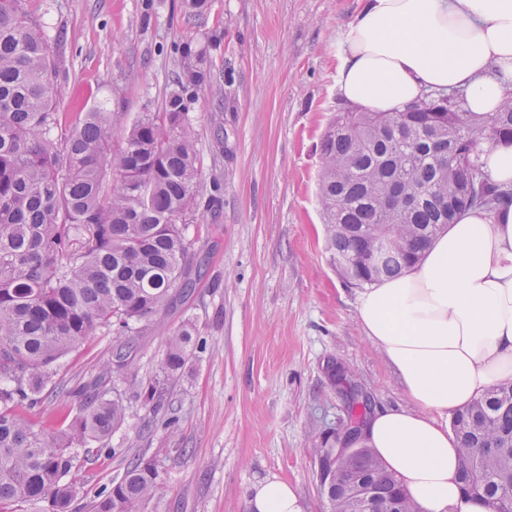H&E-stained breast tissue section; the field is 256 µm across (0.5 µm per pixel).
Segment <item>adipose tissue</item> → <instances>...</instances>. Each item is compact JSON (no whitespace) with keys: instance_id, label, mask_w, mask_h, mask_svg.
Segmentation results:
<instances>
[{"instance_id":"obj_1","label":"adipose tissue","mask_w":512,"mask_h":512,"mask_svg":"<svg viewBox=\"0 0 512 512\" xmlns=\"http://www.w3.org/2000/svg\"><path fill=\"white\" fill-rule=\"evenodd\" d=\"M347 105L393 113L432 91H464L484 115L512 98V0H359L336 52ZM358 320L415 410L380 408L360 439L400 479L417 512H488L460 485L448 417L512 379V202L463 212L422 260L362 292ZM250 512H303L268 479Z\"/></svg>"}]
</instances>
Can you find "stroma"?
<instances>
[{
    "instance_id": "obj_1",
    "label": "stroma",
    "mask_w": 512,
    "mask_h": 512,
    "mask_svg": "<svg viewBox=\"0 0 512 512\" xmlns=\"http://www.w3.org/2000/svg\"><path fill=\"white\" fill-rule=\"evenodd\" d=\"M57 65L56 109L104 106L133 120L159 112L182 71L177 45L207 51V90L190 115L202 186L222 184L202 209L188 285L147 333L131 338L130 372L114 379L127 419L111 453L78 455L71 512L132 459L154 461L161 493L144 512H247L264 479L328 512L316 448H334L348 420L344 370L372 407L413 408L357 318L360 288L340 276L318 203L320 139L343 105L336 45L358 0H24ZM198 343L166 373L168 338L184 322ZM116 336L100 331L64 356L35 428L57 433L78 389L111 359Z\"/></svg>"
}]
</instances>
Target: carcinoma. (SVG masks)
<instances>
[{
  "label": "carcinoma",
  "instance_id": "1",
  "mask_svg": "<svg viewBox=\"0 0 512 512\" xmlns=\"http://www.w3.org/2000/svg\"><path fill=\"white\" fill-rule=\"evenodd\" d=\"M178 90L162 112H142L112 157L121 116L94 108L70 117L55 111L54 61L23 7L0 0V512L49 502L70 512L66 480L75 451L104 448L125 421L110 396L112 368L83 389L68 428L49 434L25 413L52 383L63 356L101 329L139 336L187 278L191 243L184 227L200 205L197 137L190 105L206 88L203 53L188 44ZM512 143V99L482 121L429 94L424 110L395 119L382 112L338 113L320 142L318 202L336 269L371 287L400 277L433 239L472 207L493 209L509 191L491 183L475 141ZM417 188L409 209L387 207L397 190ZM193 326L169 337L166 367L190 355ZM461 480L467 494L494 506L512 497V381L489 388L454 414ZM363 475L379 493L417 512L372 449L324 492L330 512H352L348 483ZM161 491L155 464L137 459L97 497L92 512H142Z\"/></svg>",
  "mask_w": 512,
  "mask_h": 512
}]
</instances>
